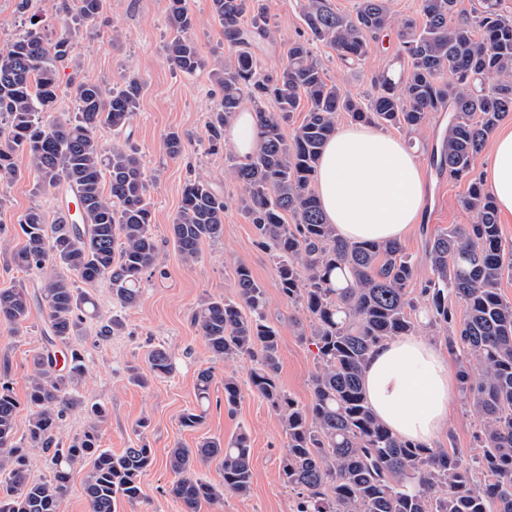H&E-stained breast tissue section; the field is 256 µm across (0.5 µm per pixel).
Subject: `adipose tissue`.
<instances>
[{"mask_svg":"<svg viewBox=\"0 0 512 512\" xmlns=\"http://www.w3.org/2000/svg\"><path fill=\"white\" fill-rule=\"evenodd\" d=\"M485 181L499 210L512 215L511 129L497 135ZM315 185L327 222L349 241L402 240L423 208V180L409 149L370 124L336 130L323 149ZM364 390L395 435L428 444L448 428L459 380L447 353L427 338L409 335L372 351Z\"/></svg>","mask_w":512,"mask_h":512,"instance_id":"adipose-tissue-1","label":"adipose tissue"}]
</instances>
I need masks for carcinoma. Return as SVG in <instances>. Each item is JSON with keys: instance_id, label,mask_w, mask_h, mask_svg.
I'll return each mask as SVG.
<instances>
[{"instance_id": "cac0c4a2", "label": "carcinoma", "mask_w": 512, "mask_h": 512, "mask_svg": "<svg viewBox=\"0 0 512 512\" xmlns=\"http://www.w3.org/2000/svg\"><path fill=\"white\" fill-rule=\"evenodd\" d=\"M103 6L104 0H72L71 20L91 23ZM456 6L457 0H421V22L406 19L399 27L407 68L381 73L377 94L359 100L328 82L309 42L330 45L344 63L362 60L370 51L366 35L391 26L389 0H359L353 15L336 11L329 0H305L309 39L293 42L287 62L272 74L259 71L254 55L266 36L258 0H212L238 51L214 73L221 98L209 141L219 146L223 128L244 102L251 103L258 144L245 162L230 157L228 174L244 188L239 207L260 245L271 251L280 293L306 315L307 323H298L300 336L317 350L310 403L299 405L278 382L279 333L267 320L264 288L247 266L235 267V297L206 299L192 322L215 356L257 360L250 389L279 416L288 437L280 474L296 493L295 512H512V301L500 293L504 275L512 272V247L505 248L495 201L474 175L476 156L512 112V17L503 13L501 0H483L471 20H455ZM250 12L251 23L242 24ZM168 24L171 66L187 73L202 68L188 36L193 20L185 0H168ZM77 59L69 35L50 42L32 17L0 48V182L19 175L16 156L23 154L37 187L63 186L80 204L72 224L62 214L49 223L38 208L22 215L24 245L12 260L21 270L43 273V283L33 293L0 290V323L22 327L38 303L46 310L47 341L32 355L24 443L15 440L17 399L0 381V512H59L72 467L86 459L92 460L84 488L89 512H116L118 500L140 498L141 477L153 464L143 438L120 455L101 447L99 423L107 409L80 393L87 366L71 345L84 320L99 314L94 298L74 287L71 277L86 284L108 281L113 299L132 308L141 300L144 277L157 267L150 183L141 158L132 147L102 138L106 130L118 134L129 125L142 83L136 76L117 88L81 80L74 84L77 111L48 127L45 115L58 101V64ZM268 101L275 111L265 110ZM297 112L304 117L288 139L284 127ZM341 112L358 123L409 131L431 112L449 114L436 162L439 171L468 181L464 204L476 220L429 240L433 278L421 291V306L409 291L416 269L401 243H351L325 221L313 178ZM227 208L203 177L184 184L171 237L185 263L199 259L203 242L224 236ZM455 302L465 309L459 324ZM413 311L423 313L428 326L448 331V350L462 356V393L480 418L475 438L481 455L474 461L398 438L366 401L362 380L369 354L383 341L414 333L420 323ZM148 362L156 375L173 371L164 348L153 349ZM213 380L211 369L199 372L200 403L210 400ZM242 398L239 383L224 378L228 411ZM74 410L84 412L89 424L64 446L56 432ZM205 416L204 408L188 409L180 425L195 429ZM31 448L46 454L50 476L44 480L29 477ZM216 457L222 483L196 477L198 465ZM168 467L175 476L168 493L184 512H197L203 501L221 505L226 494L250 492L249 437L241 432L227 442L177 446L169 451ZM477 471L483 480H476Z\"/></svg>"}]
</instances>
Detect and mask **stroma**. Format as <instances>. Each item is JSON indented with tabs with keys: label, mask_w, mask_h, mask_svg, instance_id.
I'll use <instances>...</instances> for the list:
<instances>
[{
	"label": "stroma",
	"mask_w": 512,
	"mask_h": 512,
	"mask_svg": "<svg viewBox=\"0 0 512 512\" xmlns=\"http://www.w3.org/2000/svg\"><path fill=\"white\" fill-rule=\"evenodd\" d=\"M19 2L0 0V47L22 32L33 13L49 38L67 33L77 45L79 69L60 70L59 113L73 112L76 107L72 79L110 86L135 75L142 82L139 107L130 126L124 133L107 134L106 139L135 147L142 159L151 182L157 269L145 281L139 305L130 309L121 308L113 300L108 281L88 285L100 315L87 321L82 336L73 342L88 360L83 395L105 403L109 409L99 426L102 447L121 454L141 433L153 450L154 463L141 478L140 499L133 503L119 501L117 512H183L181 504L167 492L174 479L166 466L169 449L178 444L194 448L209 438L228 440L242 431L248 434L253 451L252 487L245 496L225 495L219 512H294L295 495L280 479L279 464L286 445L281 422L262 398L247 390L255 359L244 356L224 361L213 357L192 322L193 312L203 300L233 296V268L246 264L264 286L267 318L279 330L278 381L300 404L310 403L316 349L298 334L297 324L304 314L282 297L271 254L258 245L253 225L237 205L242 189L226 175L227 158L233 152L231 143H223L216 151L209 147V125L220 100L212 73L236 51L213 14L211 0H186L193 18L189 35L205 61L203 68L192 73L174 69L167 59L166 45L171 35L168 0H105L97 20L84 26L66 18L64 0H29L24 11ZM303 4L304 0H259L269 29L268 39L256 50L261 71L276 70L286 61L289 44L307 39ZM390 7L395 27L373 39V49L362 61L346 65L324 43L311 45L328 79L354 97L373 95L378 75L397 66L398 22L420 17V0H391ZM447 124V113L434 112L418 131L390 130L413 153L424 181L421 221L403 241L415 261V283L419 286L431 276L425 260L428 239L450 225L469 224L474 219L464 206L467 181L450 178L432 164L433 151ZM172 130L178 131L183 141L182 152L175 157L166 145V135ZM17 165L22 176L0 183V227L7 230L9 240L7 248H0V289L22 285L34 290L41 285V274L23 273L12 261L14 250L24 243L17 230L18 221L32 207L40 208L47 219H54L59 203L69 200L70 194L62 188L37 189L33 174L26 170V158L18 157ZM198 175L210 180L213 188L224 195L228 208L223 238L204 243L199 260L188 265L172 243L170 226L179 210L185 182ZM112 315L124 320V333L100 337L101 317ZM45 318V310L35 306L19 331L0 326V379L9 383L20 404L16 427L20 441L27 435L29 409L25 400L33 372L31 356L46 344ZM160 346L174 357L175 369L166 376L150 374L147 363L150 350ZM205 367L213 368L216 379L206 418L196 429L181 428L180 415L197 404L196 377ZM133 368L146 374V385L130 382L129 371ZM227 376L234 377L246 390L232 414L224 407L223 379ZM479 427L478 417L462 398H455L450 404L448 428L437 445L475 458L480 453L474 440Z\"/></svg>",
	"instance_id": "obj_1"
}]
</instances>
